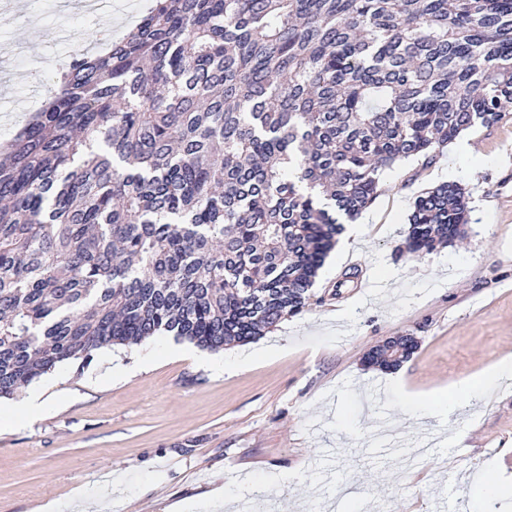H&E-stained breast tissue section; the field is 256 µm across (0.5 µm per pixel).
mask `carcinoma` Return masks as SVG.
I'll use <instances>...</instances> for the list:
<instances>
[{
    "instance_id": "1",
    "label": "carcinoma",
    "mask_w": 512,
    "mask_h": 512,
    "mask_svg": "<svg viewBox=\"0 0 512 512\" xmlns=\"http://www.w3.org/2000/svg\"><path fill=\"white\" fill-rule=\"evenodd\" d=\"M57 72L0 161V399L113 346L219 352L299 314L334 212L512 111V0H152ZM468 223L440 184L406 252Z\"/></svg>"
}]
</instances>
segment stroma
<instances>
[{
    "mask_svg": "<svg viewBox=\"0 0 512 512\" xmlns=\"http://www.w3.org/2000/svg\"><path fill=\"white\" fill-rule=\"evenodd\" d=\"M140 0L109 19L77 0H0V77L17 107L10 139L56 88L60 58L121 37ZM466 191L469 223L452 246L406 252L416 198ZM350 250L325 263L296 316L226 360L267 348L230 374L164 336L73 361L39 378L49 409L0 430V512H215L211 493L264 512H512V383L451 418H426L429 392L512 354V111L384 172ZM355 282L344 283L346 273ZM416 337L399 386L366 366L387 338Z\"/></svg>",
    "mask_w": 512,
    "mask_h": 512,
    "instance_id": "1",
    "label": "stroma"
}]
</instances>
